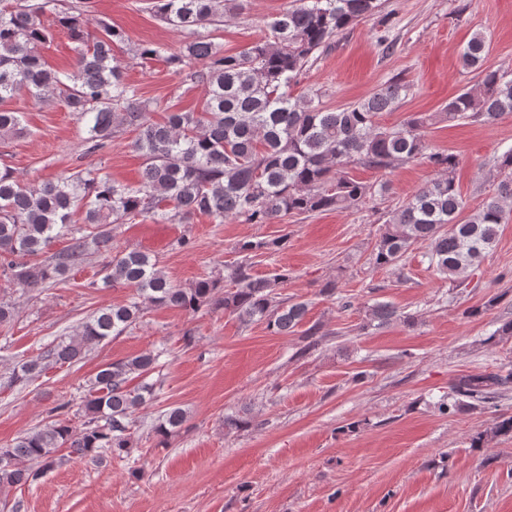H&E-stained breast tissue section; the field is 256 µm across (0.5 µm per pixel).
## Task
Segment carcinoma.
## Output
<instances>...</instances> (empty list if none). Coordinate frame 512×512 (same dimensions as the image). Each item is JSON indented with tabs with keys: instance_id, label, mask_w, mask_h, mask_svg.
I'll return each mask as SVG.
<instances>
[{
	"instance_id": "cac0c4a2",
	"label": "carcinoma",
	"mask_w": 512,
	"mask_h": 512,
	"mask_svg": "<svg viewBox=\"0 0 512 512\" xmlns=\"http://www.w3.org/2000/svg\"><path fill=\"white\" fill-rule=\"evenodd\" d=\"M243 2L155 0L156 13L183 33L182 49L170 53L149 43L140 45L136 55L161 59L206 88L201 110L169 112L162 123L150 119V101L138 98L124 81L122 62L113 52L124 41L120 29L101 24L92 36L84 13H64L62 23L76 43L75 70L68 73L48 66L41 56L50 38L39 20L46 4L0 9V104L21 91L38 99L61 94L86 122V151L132 129L137 132L133 147L144 159L137 187L91 170L28 186L10 169L0 170V274L16 289L53 282L82 265L91 249H111L113 223L143 217L184 224L205 214L219 223L242 218L269 224L286 214L348 209L387 190L385 182L376 187L356 180L352 168L385 171L417 158L426 159L437 177L390 211L368 263L394 269L410 250L422 247L429 267L458 287L460 275L494 247L512 206V147L496 158V193L468 214L455 181L457 156L432 149L426 137L427 128L441 121L492 123L512 114V77L484 68L482 34H474L461 52L463 67L481 76L478 89L448 99L439 112H414L388 128L378 122L380 113L395 111L410 88L397 76L338 110L325 108L316 93H292L298 76L333 38L381 13L380 0H298L267 22L264 35L247 51L228 55L208 27L242 9ZM25 132L21 113L0 107V135ZM80 205L92 231L71 234L56 262L32 261L69 231ZM102 273L104 283L134 289L129 302L97 311L77 335L50 346L41 359L22 363L10 385L26 386L49 365L76 362L90 346L121 335L137 324L145 302L188 313L210 305L243 322L263 321L279 335L294 333L308 312L307 303L276 296L288 274L256 276L246 257L231 266L233 288L220 300L213 294L221 279L178 288L157 260L140 251L113 253ZM396 317L390 304L377 303L369 308L364 327ZM159 357L149 352L104 364L82 400L87 418L82 427L58 417L1 447L0 458L8 457L11 465L0 468V491L36 483L62 462L64 449L77 457H95L103 450L119 459L130 455V419L153 395L154 384L146 378ZM135 379L141 383L133 386ZM511 387L510 368L465 375L438 410L452 414L466 400L484 402ZM184 422L179 407L163 414L154 427L158 444Z\"/></svg>"
}]
</instances>
